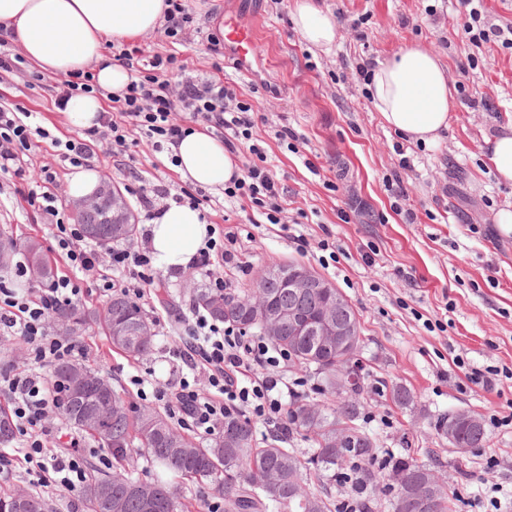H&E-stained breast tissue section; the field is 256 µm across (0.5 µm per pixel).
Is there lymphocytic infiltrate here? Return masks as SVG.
<instances>
[{"mask_svg": "<svg viewBox=\"0 0 512 512\" xmlns=\"http://www.w3.org/2000/svg\"><path fill=\"white\" fill-rule=\"evenodd\" d=\"M113 63L128 73L122 95L113 97L112 107L99 115L97 127L83 130L67 140H53L60 158L81 166L93 157L100 143H108L111 154L128 149L132 135L150 142L156 152L177 144L190 124L202 123L219 136L228 150L249 141L254 160L243 175L225 183V199L248 200L253 212L269 223L283 220L284 207L279 187L269 169L257 163L261 150L252 145L253 130L262 117L251 105L238 100L234 89L221 78L181 77L172 82L178 61L175 53H154L121 46L112 48ZM31 115L13 104H0V174L23 176L29 162L33 128ZM41 177L27 196L55 220L54 251L69 267V274L54 278L47 287L19 290L0 285V334L19 338L27 348L29 367L0 369V398L11 408L17 447L0 448V463H25L41 487L53 491H75L87 477V461L109 460L106 448L80 452L77 439L59 443L53 413L56 395L42 376L43 366L75 359L84 348L77 341L51 334L50 317L58 309L74 306L83 291L80 281L92 282L101 295L124 292L144 299L159 277L153 265L148 238L133 247L116 246L106 253L89 245L79 225L60 218L56 176L50 166L40 168ZM234 233L208 238L190 264L204 272L208 288L230 292L232 283L225 268L237 265ZM174 356L187 368V377L175 385L158 384L152 389L155 401L166 408L180 427L210 435L223 424L226 411L287 434V406L299 398L301 380L288 379L283 369L289 357L262 337L249 336L232 324H219L195 314L189 341L176 345Z\"/></svg>", "mask_w": 512, "mask_h": 512, "instance_id": "1", "label": "lymphocytic infiltrate"}]
</instances>
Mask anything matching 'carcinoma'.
<instances>
[{
  "instance_id": "obj_1",
  "label": "carcinoma",
  "mask_w": 512,
  "mask_h": 512,
  "mask_svg": "<svg viewBox=\"0 0 512 512\" xmlns=\"http://www.w3.org/2000/svg\"><path fill=\"white\" fill-rule=\"evenodd\" d=\"M105 203L99 209L77 216V223L85 230L95 229L93 241L104 249L114 243L132 242L138 225L128 224L120 235L113 234L110 196L112 183L103 182ZM0 272L11 270L18 254L37 261L42 268V279L53 277L52 265L39 243L24 245L13 238H0ZM268 298L283 307L295 306L304 314L315 317L326 304L325 296L313 289L293 292L274 283L264 287ZM249 290L240 293L216 294L208 289H193L195 307L210 317L233 323L244 332L263 335L261 312L245 303ZM54 326L69 335L80 336L91 325L107 337L112 348L130 359L149 354L154 347L153 323L148 315L129 297L115 293L100 310L91 313L78 307H67L52 317ZM124 326V334L116 336V325ZM275 348L288 351L294 363L305 370H313L321 377L322 391L336 396V404L326 407L305 399L295 400L288 409L290 433L284 439L278 436L257 441L254 425L237 413L224 416V427L207 440H194L179 431L170 418L160 411H143L131 415L123 393L112 389V398L97 405L95 418L88 423H77L69 405V390L75 376L98 375L100 371L82 362L57 365L49 379L57 391L56 409L60 416L90 436L98 444L112 450L115 465L106 474L97 467H89L90 478L82 489V498L88 512H107L97 494L98 488L112 483V512H205L209 499L193 503L185 500L180 489L184 484H198L208 494L224 501V512H336L330 484L336 474L346 475L349 486L360 492L374 486L378 446L375 438L356 427L362 406L356 395L336 392V372H349L357 353L348 355L324 354L320 360L308 357L314 339L297 342L288 327L279 335L266 337ZM457 435L467 448H483L488 443L485 425H470L458 419ZM233 432L242 444L230 448L224 443V434ZM306 438L313 447L310 455L302 454L292 446L294 437ZM143 454L161 475L146 480L121 466L133 453ZM388 468L403 474L397 492L390 500L391 512L401 510L400 502L407 488L421 480L425 474L436 471L437 463H419L405 451L388 455ZM457 496L447 490L443 497L424 512H454Z\"/></svg>"
}]
</instances>
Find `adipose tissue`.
Instances as JSON below:
<instances>
[{"instance_id": "obj_1", "label": "adipose tissue", "mask_w": 512, "mask_h": 512, "mask_svg": "<svg viewBox=\"0 0 512 512\" xmlns=\"http://www.w3.org/2000/svg\"><path fill=\"white\" fill-rule=\"evenodd\" d=\"M165 0H0V26L13 32L25 56L59 76L89 70L100 93H121L127 73L104 52L109 39H134L163 22ZM293 23L311 47L328 51L338 34L332 12L315 0H294ZM371 103L383 122L414 143L432 146L448 129L456 108L455 90L436 53L419 45L402 47L376 61L368 72ZM185 180L214 190L238 169L223 143L193 130L173 149ZM208 225L198 209L171 204L150 226L157 265L187 266L203 247Z\"/></svg>"}]
</instances>
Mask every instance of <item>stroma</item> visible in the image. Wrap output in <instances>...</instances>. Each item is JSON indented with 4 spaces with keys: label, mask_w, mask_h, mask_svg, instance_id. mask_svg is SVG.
<instances>
[{
    "label": "stroma",
    "mask_w": 512,
    "mask_h": 512,
    "mask_svg": "<svg viewBox=\"0 0 512 512\" xmlns=\"http://www.w3.org/2000/svg\"><path fill=\"white\" fill-rule=\"evenodd\" d=\"M224 3L189 0L198 33L177 50L187 74L212 75L218 59L212 39ZM291 3H238L243 19L258 23L259 36L249 72L228 64L223 79L265 117L253 141L280 187L285 221L253 224L248 201L229 202L222 192L207 190L201 213L216 231L235 232L241 247L243 267L228 277L234 288H246L264 265L300 263L332 283L360 320V424L375 435L380 451L407 444L420 458L435 450L441 475L457 493V512H512V425L496 423L512 412V382L488 392L464 376L468 367L512 368V234L495 220L512 204V185L496 180L483 151L486 136L512 123V49L497 42L472 45L462 33L460 0H321L338 24L335 45L322 52L302 41ZM412 42L441 56L457 90L449 128L433 147L412 144L384 124L359 71ZM57 81L27 61L0 76V103L35 113L46 132L32 139L35 170L28 179L0 176V230L46 248L54 243L49 220L26 196L37 167L48 163L62 201L71 198L70 164L45 153L46 136L71 133L54 104ZM284 125L297 137L294 149L274 137ZM91 164L120 186L139 218V188L175 194L189 186L166 154L143 138L116 157L100 146ZM397 182L404 188L400 198L389 190ZM369 251L375 263L362 259ZM187 280L181 270H161L157 285L170 310L153 294L142 302L160 320L149 357L127 360L98 331L80 339L85 363L124 390L133 408L154 405L139 398L136 380L173 383L182 376L169 349L185 330L175 317L191 309ZM396 386L410 391L409 404L392 401ZM456 409L482 418L499 467L485 469L475 449L457 457L438 434V418Z\"/></svg>",
    "instance_id": "obj_1"
}]
</instances>
